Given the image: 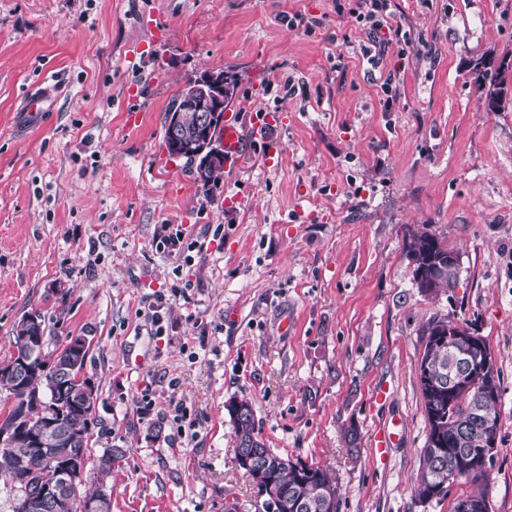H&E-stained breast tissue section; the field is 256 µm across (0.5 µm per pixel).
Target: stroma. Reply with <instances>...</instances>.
I'll list each match as a JSON object with an SVG mask.
<instances>
[{
	"label": "stroma",
	"mask_w": 512,
	"mask_h": 512,
	"mask_svg": "<svg viewBox=\"0 0 512 512\" xmlns=\"http://www.w3.org/2000/svg\"><path fill=\"white\" fill-rule=\"evenodd\" d=\"M357 0H0V361L45 315L49 349L93 342L83 470L123 449L112 512H254L225 408L253 405L268 448L326 468L339 512H451L412 492L426 423L417 375L434 317L475 322L501 370L489 512H512V101L485 110L474 65L512 64V0H392L409 40L364 56ZM304 25L289 28L293 15ZM54 69V126L13 133ZM235 75L229 110L277 113L210 195L169 157L163 117L188 78ZM390 90H382L383 81ZM279 152L269 155V145ZM188 254L156 249L163 225ZM461 259L454 294L415 288L419 225ZM167 294L150 336L143 298ZM156 405L140 413L145 398ZM178 402L194 424L176 434ZM393 443L379 455L374 437Z\"/></svg>",
	"instance_id": "obj_1"
}]
</instances>
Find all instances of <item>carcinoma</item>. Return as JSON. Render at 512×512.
I'll list each match as a JSON object with an SVG mask.
<instances>
[{
	"label": "carcinoma",
	"instance_id": "obj_1",
	"mask_svg": "<svg viewBox=\"0 0 512 512\" xmlns=\"http://www.w3.org/2000/svg\"><path fill=\"white\" fill-rule=\"evenodd\" d=\"M475 69L477 82L483 91L486 107H492L494 97L502 91L501 70L480 60ZM195 183L208 195L211 187L224 174V164L195 167ZM409 259L423 256L430 250L437 256H448L453 249L429 227L418 228L405 241ZM448 326V319H434L424 330L428 343L423 348V359L429 361L431 376L438 380L434 389L420 384L427 432H432L430 413L436 408L444 410L441 452L436 454L426 445L421 449L420 467L413 483L415 497L422 498L420 480L428 476L434 486L448 489V464L461 452L480 447L485 432L484 412L474 401L473 394L458 393L448 396V384L458 364L448 343H429L433 333ZM49 326L39 313L23 316L13 328L16 354L0 362V394L14 399L5 418L0 419V436L9 444L0 446V477L25 486L39 497L49 488L54 476L64 472L69 482L82 483V471L71 466L74 457H87L92 412L98 399V385L86 375L88 355H83L73 375L58 381L53 376L60 366L67 364L65 348L52 351L40 349L34 357L24 354L25 337L40 335L48 339ZM233 424L235 455L240 450L256 452L265 468L262 481L254 483L257 489L255 512L258 504H266L271 497L285 503L303 499L309 507L304 512H339V488L335 477L323 468L301 460L293 461L267 447L258 428L249 400L232 398L226 405ZM122 456L119 448H110L96 461V480L104 485L112 474L115 461ZM457 477L478 485L468 498H486L485 489L490 473H473L460 469Z\"/></svg>",
	"mask_w": 512,
	"mask_h": 512
}]
</instances>
